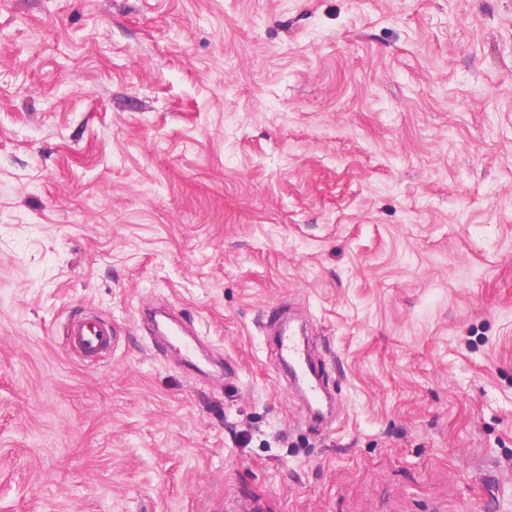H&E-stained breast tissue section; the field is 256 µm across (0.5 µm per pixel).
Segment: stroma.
Returning a JSON list of instances; mask_svg holds the SVG:
<instances>
[{
  "instance_id": "obj_1",
  "label": "stroma",
  "mask_w": 512,
  "mask_h": 512,
  "mask_svg": "<svg viewBox=\"0 0 512 512\" xmlns=\"http://www.w3.org/2000/svg\"><path fill=\"white\" fill-rule=\"evenodd\" d=\"M242 505L512 512V0H0V512ZM66 336L70 348L85 361H104L112 350V333L96 316L71 320ZM271 343V351L278 354L279 358L288 362L292 371L293 380L303 391L308 407L309 415L314 419H323L319 405L327 398V393L320 384V371L318 363L309 357L305 345H302L294 336L278 334Z\"/></svg>"
}]
</instances>
